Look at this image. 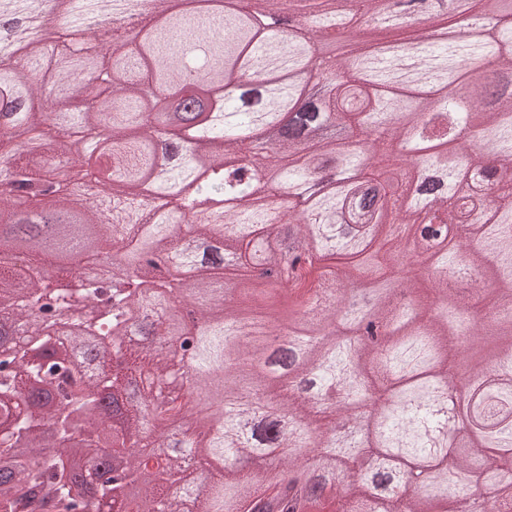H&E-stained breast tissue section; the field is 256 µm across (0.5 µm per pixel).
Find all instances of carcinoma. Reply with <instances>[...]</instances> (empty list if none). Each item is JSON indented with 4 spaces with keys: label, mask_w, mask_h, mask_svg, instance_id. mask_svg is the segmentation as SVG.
Segmentation results:
<instances>
[{
    "label": "carcinoma",
    "mask_w": 512,
    "mask_h": 512,
    "mask_svg": "<svg viewBox=\"0 0 512 512\" xmlns=\"http://www.w3.org/2000/svg\"><path fill=\"white\" fill-rule=\"evenodd\" d=\"M7 1L17 18L0 23V174L11 188L0 190V449L27 454L0 476V512H18L24 489L63 512H172L170 477L211 457L231 463L191 489L199 512H248L265 486L247 458L271 448L301 449L283 463L321 490L356 477L366 456L396 478L382 491L353 482L341 500L316 498L313 512H475L474 489L493 466L512 467V167L487 162L512 160V10L481 24L477 0L463 42L441 0H419L418 22L393 0H255L251 12L235 0L182 12L144 0L132 41L108 22L107 0ZM347 19L365 39L320 63L335 74L334 93L302 105L320 39ZM102 42L112 56H99ZM197 47L207 80L183 89L200 107L172 122L167 98L146 88L160 74L184 82ZM246 73L261 97L243 110L223 89ZM454 85L469 96L450 95ZM286 114L263 177L226 166ZM106 128L112 140L102 142ZM161 138L190 148L158 172ZM91 175L107 189L85 198ZM64 214L73 229L13 270L7 227ZM102 222L114 228L110 243L89 233ZM346 223L370 224L371 235L322 242L320 230ZM418 224L446 225L447 244ZM258 228L268 238L262 260L279 274L264 285L237 275L254 262ZM184 229L233 263L209 262L181 287L152 278L146 251L176 268L194 262ZM67 244L90 258L116 249L112 276L66 267L46 276ZM417 254L430 285L404 278L403 304L391 289ZM230 287L237 301L226 306ZM188 296L198 317L183 329L184 376L136 337L158 335ZM27 309L35 319L18 335ZM63 314L77 332H58ZM365 319L383 338L359 346ZM243 326L288 332L301 361L258 372L265 347L240 338ZM459 357L474 436L457 441L442 393ZM368 406L372 425L338 433ZM184 420L207 441L187 437L154 454ZM76 431L84 439L72 455L45 452ZM104 444L115 449L107 470ZM450 464L469 481L448 484ZM128 478L142 485L138 501L124 498ZM487 506L512 512V485Z\"/></svg>",
    "instance_id": "obj_1"
}]
</instances>
